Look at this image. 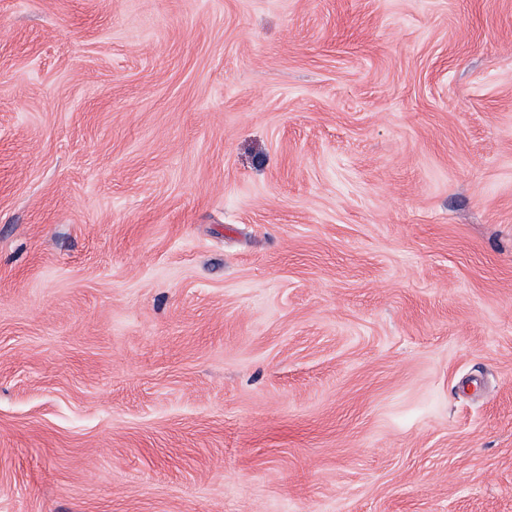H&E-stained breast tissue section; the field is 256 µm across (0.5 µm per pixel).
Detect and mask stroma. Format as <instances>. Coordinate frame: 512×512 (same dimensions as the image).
Wrapping results in <instances>:
<instances>
[{"mask_svg": "<svg viewBox=\"0 0 512 512\" xmlns=\"http://www.w3.org/2000/svg\"><path fill=\"white\" fill-rule=\"evenodd\" d=\"M0 512H512V0H0Z\"/></svg>", "mask_w": 512, "mask_h": 512, "instance_id": "stroma-1", "label": "stroma"}]
</instances>
